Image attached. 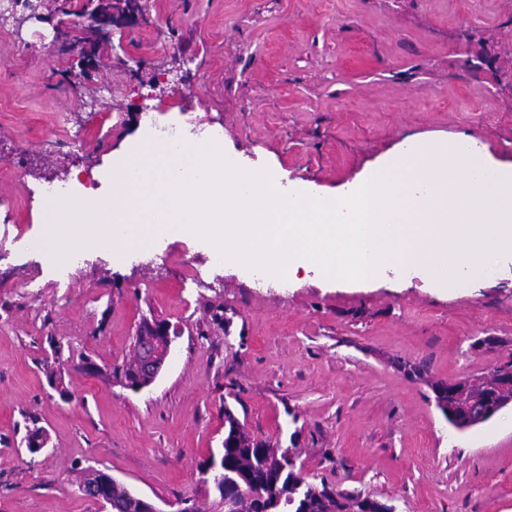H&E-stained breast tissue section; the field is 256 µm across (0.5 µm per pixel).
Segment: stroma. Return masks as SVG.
<instances>
[{"mask_svg":"<svg viewBox=\"0 0 512 512\" xmlns=\"http://www.w3.org/2000/svg\"><path fill=\"white\" fill-rule=\"evenodd\" d=\"M51 32L0 23V512H105L77 489L90 468L159 512H210L201 471L228 409L307 481L394 512H512V408L459 431L435 402L438 384L512 360V254L438 297L397 268L362 285L261 278L188 236L59 265L34 246L46 200L107 196L117 157L164 128L313 195L421 140L469 137L512 163V0H151L72 85L74 55L25 49ZM167 70L192 98L151 89ZM145 319L179 336L134 391L113 370Z\"/></svg>","mask_w":512,"mask_h":512,"instance_id":"1","label":"stroma"}]
</instances>
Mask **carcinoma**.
I'll list each match as a JSON object with an SVG mask.
<instances>
[{
    "mask_svg": "<svg viewBox=\"0 0 512 512\" xmlns=\"http://www.w3.org/2000/svg\"><path fill=\"white\" fill-rule=\"evenodd\" d=\"M224 438L232 444L222 448L224 490L240 491L247 498L248 512H363L355 495L343 494L322 480L300 482L296 460L267 441L252 435L229 409H224ZM94 486L95 495L112 502V512L128 509L127 490L110 475L95 470L83 475L79 486Z\"/></svg>",
    "mask_w": 512,
    "mask_h": 512,
    "instance_id": "1",
    "label": "carcinoma"
}]
</instances>
